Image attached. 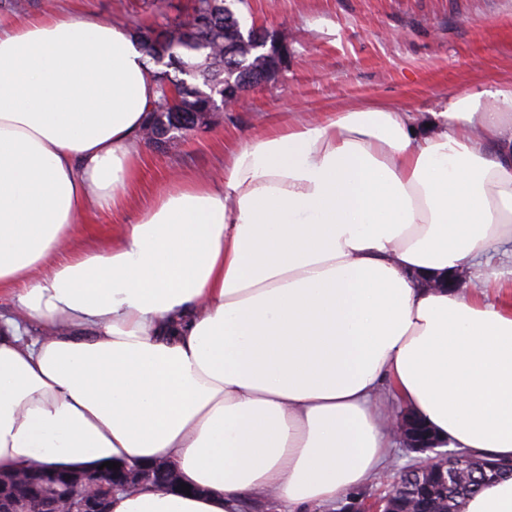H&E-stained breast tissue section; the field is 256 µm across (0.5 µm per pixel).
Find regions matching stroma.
I'll use <instances>...</instances> for the list:
<instances>
[{
  "label": "stroma",
  "instance_id": "obj_1",
  "mask_svg": "<svg viewBox=\"0 0 512 512\" xmlns=\"http://www.w3.org/2000/svg\"><path fill=\"white\" fill-rule=\"evenodd\" d=\"M67 13L123 24L156 26L149 0H54ZM243 28L258 27L288 43V64L232 111L187 138L142 146V203L171 172L204 175L261 128L295 112L399 104L423 112L444 94L512 80V0H236ZM140 206L115 217L88 215L75 249L111 246L114 224H133Z\"/></svg>",
  "mask_w": 512,
  "mask_h": 512
}]
</instances>
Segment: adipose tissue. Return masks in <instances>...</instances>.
I'll use <instances>...</instances> for the list:
<instances>
[{
    "label": "adipose tissue",
    "mask_w": 512,
    "mask_h": 512,
    "mask_svg": "<svg viewBox=\"0 0 512 512\" xmlns=\"http://www.w3.org/2000/svg\"><path fill=\"white\" fill-rule=\"evenodd\" d=\"M158 97L122 25L0 27V472L164 460L194 495L110 512H304L388 465L399 408L441 447L512 458V284L488 272L512 256V81L293 113L71 253L84 216L137 199Z\"/></svg>",
    "instance_id": "obj_1"
}]
</instances>
